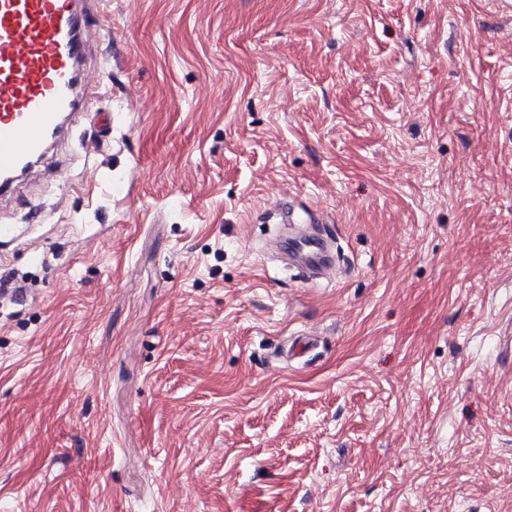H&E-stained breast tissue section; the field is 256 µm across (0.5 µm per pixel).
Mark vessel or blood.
Segmentation results:
<instances>
[{
	"instance_id": "b4317fda",
	"label": "vessel or blood",
	"mask_w": 512,
	"mask_h": 512,
	"mask_svg": "<svg viewBox=\"0 0 512 512\" xmlns=\"http://www.w3.org/2000/svg\"><path fill=\"white\" fill-rule=\"evenodd\" d=\"M107 0H0V197L9 173L41 160L71 119L108 93L91 79L100 57L89 34ZM299 268L318 277L332 264L326 240L301 234L282 242Z\"/></svg>"
}]
</instances>
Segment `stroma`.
<instances>
[{"label":"stroma","instance_id":"obj_1","mask_svg":"<svg viewBox=\"0 0 512 512\" xmlns=\"http://www.w3.org/2000/svg\"><path fill=\"white\" fill-rule=\"evenodd\" d=\"M95 39L111 138L0 205V512H512V11L108 0ZM277 247L289 252L297 260V267L310 275L307 280L317 278L332 264V256L327 241L317 233H302L298 238L280 242Z\"/></svg>","mask_w":512,"mask_h":512}]
</instances>
